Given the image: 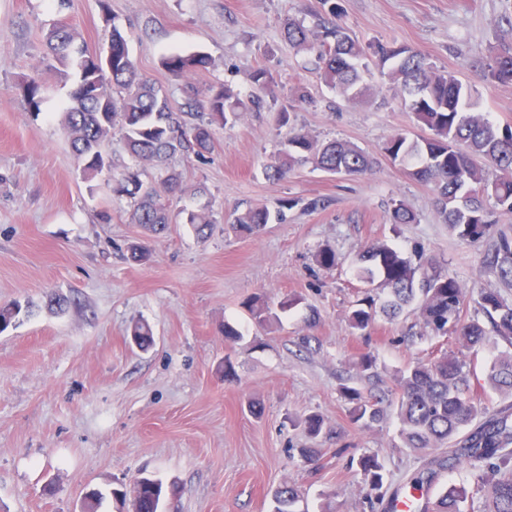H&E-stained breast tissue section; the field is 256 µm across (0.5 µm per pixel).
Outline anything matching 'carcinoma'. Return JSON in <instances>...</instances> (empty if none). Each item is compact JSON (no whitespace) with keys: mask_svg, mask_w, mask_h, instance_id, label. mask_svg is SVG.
Masks as SVG:
<instances>
[{"mask_svg":"<svg viewBox=\"0 0 512 512\" xmlns=\"http://www.w3.org/2000/svg\"><path fill=\"white\" fill-rule=\"evenodd\" d=\"M334 21L311 29L290 22L284 36L296 51L315 55L318 71L326 84L349 101L367 95L366 78L372 70L388 72L397 84L405 105L429 136L410 140L392 137L385 152L394 162L407 164L408 176L431 188L435 207L443 222L460 240L488 242L486 270L505 288L512 287V229L493 223L484 198L512 212V126L492 123L483 112L479 91L453 75L437 69L419 51L408 46L393 47L376 42L361 45L338 23L340 8L332 4ZM79 33L65 23L53 26L47 37L45 70L75 71L70 91L71 105L62 116L63 128L73 153L82 162L85 175L107 173L112 192L134 201L131 223L151 233H161L170 224L167 201L186 192L180 174L168 170L170 157L193 153L202 158L212 148V126L226 120V107L234 97L228 86L210 87L204 94L194 87L185 91L183 102L142 79L130 59L122 32L114 27L103 50L112 52V64L93 61L91 51L76 45ZM208 58L200 53L174 54L163 66L175 75L202 71ZM484 80L495 86H512V46L504 47L480 61ZM42 83L30 80L24 87L29 105L39 110ZM119 131L135 163H149L158 170L146 186L137 169L112 173V164L101 150L102 143ZM313 161L331 174L365 176L373 171L369 153L346 141L318 143L298 129L288 138L279 164L267 167V177L284 181L293 167ZM270 211L253 207L235 217L234 230L246 236L259 233L270 222ZM389 221L412 224L414 212L402 201L392 203ZM186 223L197 235H207L212 221L202 211H190ZM355 277L386 290L382 297L368 293L349 315L351 328L362 333L377 313L389 318L417 304L418 318L427 333L435 337L455 336L472 355L503 343L512 348V301L497 288L478 291L483 318H462L466 292L453 276L435 270L433 263L418 253L412 259L384 240L366 244L359 253ZM28 311L18 301L0 305V332L7 330ZM141 349L153 344L152 330L145 323L131 329ZM466 360L446 352L419 362L395 376L401 392L398 407L400 437L414 452H433L445 444L452 468L464 463L474 480L452 484L441 494L426 499L419 512H512V404L489 412L477 406ZM485 383L501 396L512 398V353L500 352L485 368ZM349 404L350 422L369 428L380 422L378 401L358 388L342 386ZM357 467L364 485L379 493L385 481L384 466L375 454L363 455ZM175 485L154 475H145L134 489L135 512H162ZM104 493L87 489L82 497L84 512H97ZM298 488L288 483L273 493V512H299Z\"/></svg>","mask_w":512,"mask_h":512,"instance_id":"cac0c4a2","label":"carcinoma"}]
</instances>
